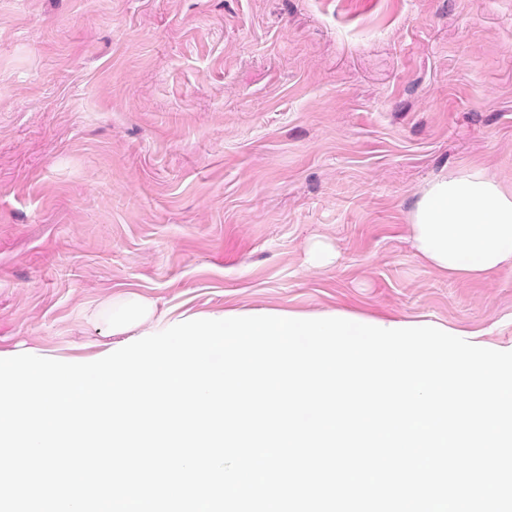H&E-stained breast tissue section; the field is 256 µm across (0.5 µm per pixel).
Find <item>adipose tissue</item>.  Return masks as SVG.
<instances>
[{"instance_id":"ef3b65f1","label":"adipose tissue","mask_w":512,"mask_h":512,"mask_svg":"<svg viewBox=\"0 0 512 512\" xmlns=\"http://www.w3.org/2000/svg\"><path fill=\"white\" fill-rule=\"evenodd\" d=\"M410 233L417 255L447 276L466 279L512 269V190L479 170L443 177L418 201ZM152 315L148 300L129 293L91 318L125 333Z\"/></svg>"}]
</instances>
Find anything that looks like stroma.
Segmentation results:
<instances>
[{"mask_svg": "<svg viewBox=\"0 0 512 512\" xmlns=\"http://www.w3.org/2000/svg\"><path fill=\"white\" fill-rule=\"evenodd\" d=\"M469 168L512 187V0H0V356L122 348L86 315L127 292L512 345V271L409 240Z\"/></svg>", "mask_w": 512, "mask_h": 512, "instance_id": "35a3bbf8", "label": "stroma"}]
</instances>
